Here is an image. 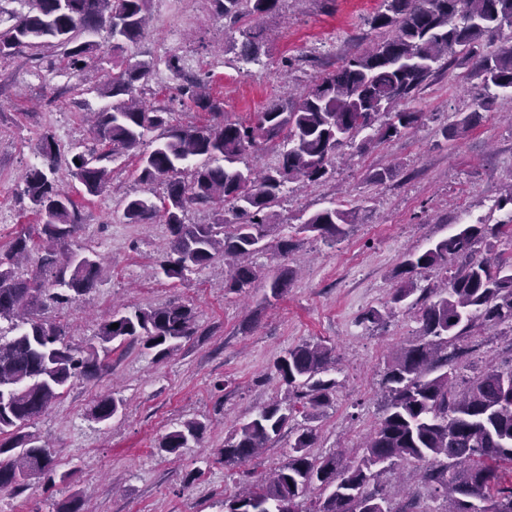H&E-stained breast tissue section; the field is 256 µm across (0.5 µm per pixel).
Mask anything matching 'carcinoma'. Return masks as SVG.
I'll list each match as a JSON object with an SVG mask.
<instances>
[{
	"label": "carcinoma",
	"mask_w": 512,
	"mask_h": 512,
	"mask_svg": "<svg viewBox=\"0 0 512 512\" xmlns=\"http://www.w3.org/2000/svg\"><path fill=\"white\" fill-rule=\"evenodd\" d=\"M22 11L16 23L0 31V55L21 47L53 44L62 48L76 68L96 58L99 44L82 40L86 33L105 27L112 39L115 64L102 95L112 99L97 113L95 138L101 149L73 152L71 169L89 195L106 190L112 170L107 163L138 148L146 133L162 129L160 141L137 154L136 174L145 186L166 182L161 204L147 196L127 198L123 215L128 224H147L160 216L171 238L160 262L162 273L182 279L186 273L218 258L227 265L226 287L240 291L257 279L250 257L263 249L267 228L275 223L271 211L284 186L316 183L329 174L330 157L363 130L377 128L381 139L399 135L420 119L400 104L433 70L490 30H512V0H382L372 19L378 28L392 29L391 37L344 60L292 100L274 99L249 124L224 119V102L213 97L199 76L185 69L172 55L166 67L179 80L177 90L193 105L208 112L214 123L172 125L168 112L149 106L136 96L137 83L146 79L154 62L123 57L128 46L142 38L149 0H16ZM224 26L236 29L237 58L258 60L267 43L259 25L241 26L246 16L262 18L275 13L281 0H210ZM484 93L476 109L449 128L459 137L491 110L498 91L512 90V46L482 58L475 67ZM283 145L276 166L256 170L239 167L242 156L263 145ZM41 152L45 167L31 168L24 176L26 193L39 216L34 231L19 236L0 252V320L15 322L19 333L0 341V491L17 490L31 478L53 471V457L39 438L20 429L42 415L72 379L93 376L102 366L100 354L110 344L140 342L165 357L181 339L194 333L192 309L182 303L112 314L100 328L98 340L74 348L63 329L38 317L50 303L64 308L96 287L103 270L95 254L76 253L66 242L81 226V214L70 193L53 177L54 143L44 136ZM205 156L209 163L196 168L191 178L178 177L180 165ZM231 204L232 218L222 224H186L190 206ZM354 212L331 208L317 212L301 225L329 242L345 234ZM503 225L466 224L432 247L411 253L403 263L405 278L391 302L406 301L416 292L414 277L430 269H448L462 257V268L435 292L422 297L418 338L403 347L387 368L389 401L384 417L368 438L360 457L333 453L311 454L317 436L310 428L299 431L288 463L258 477L243 491L224 496V512H414L408 500L392 508L384 486H370L376 467L392 468L414 460L424 469V480L448 494V512H512V368H488L456 390V364L466 354L456 341L475 322L496 328L512 327V261L476 259V243L502 233ZM38 254L30 277L20 278L15 266L31 253ZM295 270L283 266L269 284L272 297L288 288ZM118 328H111L112 324ZM333 349L321 342H303L275 363V372L287 386V397L264 407L225 440L221 451L226 464H245L300 414L313 419L330 406L336 380L326 379ZM122 402L99 400L92 417L106 423ZM205 425L186 421L166 434L159 448L173 453L200 439ZM317 495L304 505L303 497Z\"/></svg>",
	"instance_id": "carcinoma-1"
}]
</instances>
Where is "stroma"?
<instances>
[{"label":"stroma","mask_w":512,"mask_h":512,"mask_svg":"<svg viewBox=\"0 0 512 512\" xmlns=\"http://www.w3.org/2000/svg\"><path fill=\"white\" fill-rule=\"evenodd\" d=\"M380 6L381 0H282L263 21L270 37L264 53L246 63L231 51V35L209 0H151L145 34L126 55L154 61L139 97L166 108L171 123L212 121L178 94L164 64L176 54L191 71L210 73L225 119L248 124L270 100L298 96L344 59L387 38L389 29L371 25ZM92 39L103 55L79 68L66 66L60 48L50 45L35 60L26 48L0 58V250L38 222L24 174L36 164L41 136L51 133L60 151L54 177L83 216L69 248L96 252L106 272L96 288L65 309L47 307L43 318L63 325L67 341L81 347L95 341L115 310L180 302L192 308L195 332L162 358L138 343L114 345L96 376L63 388L26 427L51 450L53 473L24 489L0 491V512H57L79 497L84 512H224L226 494L287 462L301 427L317 435L313 455L362 454L385 412L386 367L419 335L415 298L391 304L407 255L461 224L512 222V210L497 206L512 182V93H499L462 136L445 135L483 92L474 75L477 60L512 46V31L484 34L413 90L404 101L420 115L413 127L383 141L363 131L336 152L325 181L288 184L273 206L276 222L264 248L251 258L258 278L240 292L225 288L227 268L220 260L182 280L160 274L167 224L159 218L129 224L123 217L124 199L159 196L165 189L138 182L134 154L111 162L110 185L99 195L86 194L73 176L72 148L93 144L89 116L109 105L97 90L112 73V43L103 30ZM382 170L387 178L373 181ZM334 207L358 213L340 241L330 244L301 231L310 215ZM285 240L292 250L283 257L278 245ZM284 265L297 274L275 298L268 284ZM373 308L385 311L383 321H363ZM303 342L333 349L331 405L315 420L296 417L247 464H224L220 451L235 428L283 397L274 364ZM461 344L468 353L458 364L459 379L512 366V338L503 330L478 324ZM107 395L124 404L111 422H96L91 410ZM191 419L205 425L199 442L174 453L159 448L165 434ZM375 481L413 498L417 512H443V498L433 494L417 463L378 471Z\"/></svg>","instance_id":"obj_1"}]
</instances>
